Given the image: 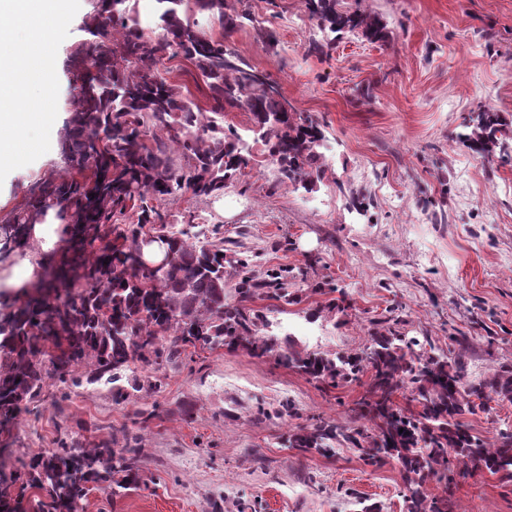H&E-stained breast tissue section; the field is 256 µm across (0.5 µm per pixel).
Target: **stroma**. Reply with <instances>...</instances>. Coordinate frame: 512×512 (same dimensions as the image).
Returning <instances> with one entry per match:
<instances>
[{
	"label": "stroma",
	"mask_w": 512,
	"mask_h": 512,
	"mask_svg": "<svg viewBox=\"0 0 512 512\" xmlns=\"http://www.w3.org/2000/svg\"><path fill=\"white\" fill-rule=\"evenodd\" d=\"M389 31L387 43L338 39L325 55L304 0H225L236 27L200 23L267 74L295 111L318 121L326 170L314 192L278 183L273 166H254L224 193L179 194L162 204L170 223L219 227L230 260L257 274L286 276L298 301L264 295L250 301L272 333L308 348L345 352L369 341L376 321L399 316L405 336L431 337L454 355L456 337L471 379L512 371V162H489L458 139L470 112L490 106L512 120V0H362ZM90 0H73L52 43L50 73L33 96L57 115L54 132L28 131L40 157L17 161L0 178V225L24 211L36 186L72 176L65 123L76 107L70 85L86 66L67 51L83 39ZM270 30L274 46L263 44ZM159 71L202 112L213 100L194 66L178 57ZM336 311H325L329 301ZM154 393L115 402L105 390L50 387L0 429V482L10 483L18 512H47L40 493L21 488L22 461L55 448L61 436L95 443L123 431L138 440L145 463L139 485L114 497L100 490L83 512H350L353 497L401 512L400 466L366 464L359 452L301 454L288 437L322 420L371 429L359 402L368 376L327 387L273 358L224 347L188 348L160 374ZM291 414H281L283 403ZM472 434L512 428V400L489 395L465 415ZM427 493L448 512H512V482L453 464Z\"/></svg>",
	"instance_id": "obj_1"
}]
</instances>
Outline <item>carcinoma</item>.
Listing matches in <instances>:
<instances>
[{
	"label": "carcinoma",
	"instance_id": "carcinoma-1",
	"mask_svg": "<svg viewBox=\"0 0 512 512\" xmlns=\"http://www.w3.org/2000/svg\"><path fill=\"white\" fill-rule=\"evenodd\" d=\"M138 2L97 0L83 21L88 37L70 52L72 61L93 69L73 88L81 108L71 113L65 134L67 159L81 179L43 184L27 210L3 225L5 240L19 245L26 225L58 206L68 248L53 284L21 302L0 330L10 355L0 369V423L15 419L22 404L50 383L63 390L91 385L122 402L133 391L156 390L160 366L180 350L227 346L272 357L330 387L370 372L371 434L334 421L300 429L289 447L326 455L347 446L371 465L397 459L405 512H448V500L429 498L426 484L446 478L450 452L512 482V431L486 439L461 421L483 406L489 392L512 398V372L477 383L469 379V337H452L458 351L451 359L436 353L431 339L408 338L384 325L364 348L342 354L310 350L289 336L280 339L266 333L264 315L245 303L270 287L275 297L298 302L284 277L250 275L245 261L232 273L220 256L224 238L218 230L206 238L169 225L155 202L179 192L208 198L255 164L275 166L282 183L313 189L325 173V135L280 91L267 90L264 75L227 49L224 39L199 28L196 15L209 13L224 22L225 32L234 30L224 0H155L158 31L150 34L141 27ZM306 8L322 33L309 43L310 52H322L348 34L387 42L379 16L346 7L344 0H306ZM116 22L126 29L121 40L111 36ZM180 55L212 92V115L153 68ZM226 106L251 115L253 143L224 131L217 116ZM462 127L459 139L482 159L512 160V121L501 113L485 106L471 112ZM129 209L136 222L112 223L113 213ZM150 232L166 234L173 255L161 271L139 261ZM234 274L238 302L231 303L226 287ZM407 385L421 406L416 412L406 413L394 402ZM143 464L136 439L125 434L110 444L61 438L58 447L30 461L26 486L44 492L53 512H72L92 489L115 497L135 487Z\"/></svg>",
	"mask_w": 512,
	"mask_h": 512
}]
</instances>
